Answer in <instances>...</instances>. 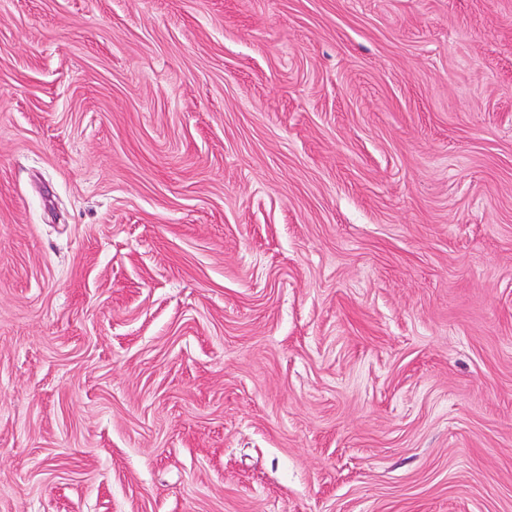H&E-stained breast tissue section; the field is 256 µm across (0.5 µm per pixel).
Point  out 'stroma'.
Returning a JSON list of instances; mask_svg holds the SVG:
<instances>
[{
  "label": "stroma",
  "mask_w": 512,
  "mask_h": 512,
  "mask_svg": "<svg viewBox=\"0 0 512 512\" xmlns=\"http://www.w3.org/2000/svg\"><path fill=\"white\" fill-rule=\"evenodd\" d=\"M0 512H512V0H0Z\"/></svg>",
  "instance_id": "1"
}]
</instances>
